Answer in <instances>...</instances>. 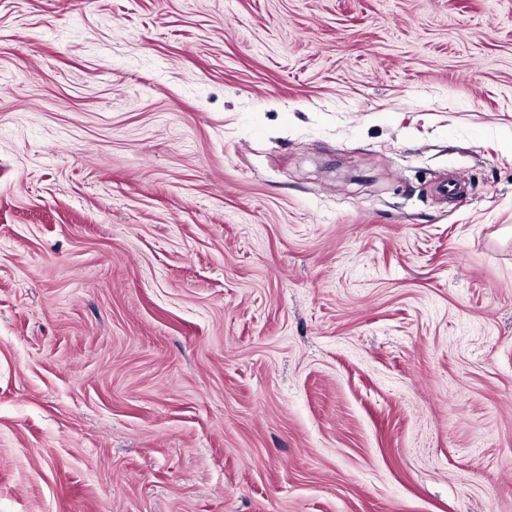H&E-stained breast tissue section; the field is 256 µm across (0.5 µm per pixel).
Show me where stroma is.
<instances>
[{
  "label": "stroma",
  "mask_w": 512,
  "mask_h": 512,
  "mask_svg": "<svg viewBox=\"0 0 512 512\" xmlns=\"http://www.w3.org/2000/svg\"><path fill=\"white\" fill-rule=\"evenodd\" d=\"M0 512H512V0H0Z\"/></svg>",
  "instance_id": "stroma-1"
}]
</instances>
